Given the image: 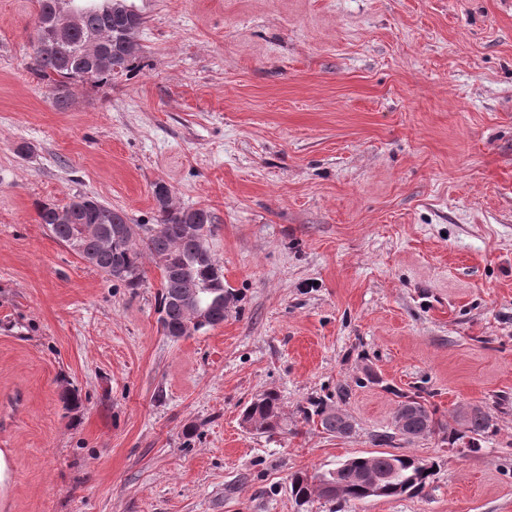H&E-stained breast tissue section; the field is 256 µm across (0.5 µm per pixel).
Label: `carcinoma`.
<instances>
[{
    "mask_svg": "<svg viewBox=\"0 0 512 512\" xmlns=\"http://www.w3.org/2000/svg\"><path fill=\"white\" fill-rule=\"evenodd\" d=\"M82 3H96L98 7L81 13L80 23L67 38L58 42L50 30L37 29L33 45L31 73L37 80L50 88L55 105L65 109L70 104V87L78 83L93 85L107 84L112 73L130 71L140 59V45L132 40L133 30L143 22L142 15L134 8L132 0H112V10L101 7L105 0H80ZM94 45L97 52L112 58V67L97 66L95 59L85 53V47ZM153 196L157 205L158 223L165 226L160 234L140 224L144 231L142 248H137L132 237H112L105 245L95 236L81 240L82 251L96 259L95 268L103 274L121 282L127 288H138L144 279L142 251L149 252L158 262L162 272L170 269L179 271V288L186 298H197L202 304V320L196 331H206L224 323V305L237 300L230 288L224 287V267L212 254L210 247H201L208 241L216 224L215 216L204 208L172 207L170 188L163 181L153 185ZM84 203L74 213L70 224H57L59 207L42 203L37 206L39 223L48 226L53 236L67 244L75 236L77 225L98 224L107 227L112 224H126L128 217L95 197L83 196ZM159 322L165 335L180 336L185 320L184 306L172 299L166 290H161ZM396 417L402 420V436L419 438L435 431H448V444H462L472 450L489 433L491 422L480 407H473L457 426L445 425L433 418V413L415 397L399 394ZM304 419L317 422L330 434L348 436L353 431L350 419L335 407L323 402L312 401L303 410ZM243 423L255 424V432L273 433L282 428L280 398L269 392L251 402L242 412ZM374 469L387 476L377 493L379 497H393L402 494H419L427 485L431 466L410 456L378 452L369 456H356L341 463L335 471L327 473L343 490L342 499L364 500L372 494L362 486L360 473ZM290 491L295 501L308 504L318 496L316 475L296 472L291 476Z\"/></svg>",
    "mask_w": 512,
    "mask_h": 512,
    "instance_id": "cac0c4a2",
    "label": "carcinoma"
}]
</instances>
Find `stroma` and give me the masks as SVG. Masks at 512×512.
Returning a JSON list of instances; mask_svg holds the SVG:
<instances>
[{"instance_id":"35a3bbf8","label":"stroma","mask_w":512,"mask_h":512,"mask_svg":"<svg viewBox=\"0 0 512 512\" xmlns=\"http://www.w3.org/2000/svg\"><path fill=\"white\" fill-rule=\"evenodd\" d=\"M132 2L139 68L61 110L33 0H0V512H512V0ZM160 180L214 214L237 295L179 339L151 256L126 288L35 210L153 225ZM268 391L272 435L241 421ZM402 393L493 428L405 440ZM376 452L432 463L425 490L295 504L294 472ZM309 405L303 410L307 422H319L322 429L329 434L348 436L352 433L353 424L350 419L332 405L323 401H311Z\"/></svg>"}]
</instances>
